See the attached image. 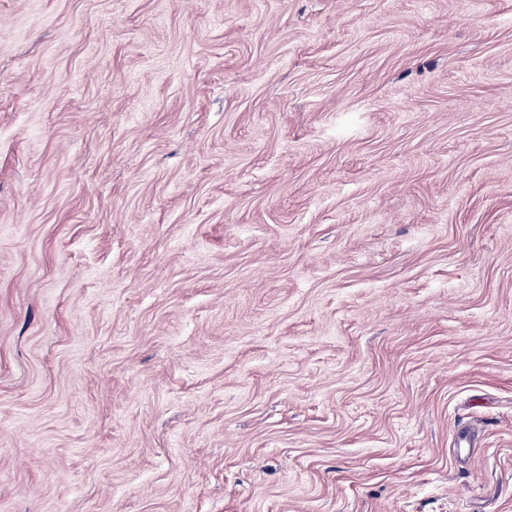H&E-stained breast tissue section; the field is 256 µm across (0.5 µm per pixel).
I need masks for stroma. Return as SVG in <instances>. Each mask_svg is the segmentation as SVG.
Masks as SVG:
<instances>
[{
    "label": "stroma",
    "mask_w": 512,
    "mask_h": 512,
    "mask_svg": "<svg viewBox=\"0 0 512 512\" xmlns=\"http://www.w3.org/2000/svg\"><path fill=\"white\" fill-rule=\"evenodd\" d=\"M0 512H512V0H0Z\"/></svg>",
    "instance_id": "obj_1"
}]
</instances>
